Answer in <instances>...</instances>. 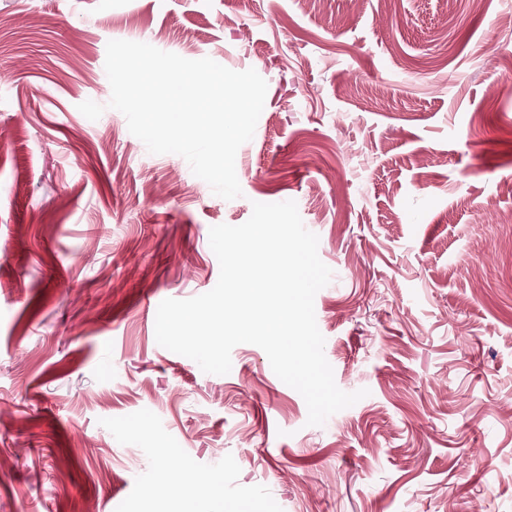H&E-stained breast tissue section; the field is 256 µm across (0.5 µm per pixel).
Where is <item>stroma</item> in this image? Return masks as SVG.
Returning <instances> with one entry per match:
<instances>
[{
  "mask_svg": "<svg viewBox=\"0 0 512 512\" xmlns=\"http://www.w3.org/2000/svg\"><path fill=\"white\" fill-rule=\"evenodd\" d=\"M0 0V512H512V0ZM268 85L241 197L109 108L111 40ZM103 105L98 120L78 109ZM295 201L333 272L307 423L266 353L156 342L212 226Z\"/></svg>",
  "mask_w": 512,
  "mask_h": 512,
  "instance_id": "obj_1",
  "label": "stroma"
}]
</instances>
